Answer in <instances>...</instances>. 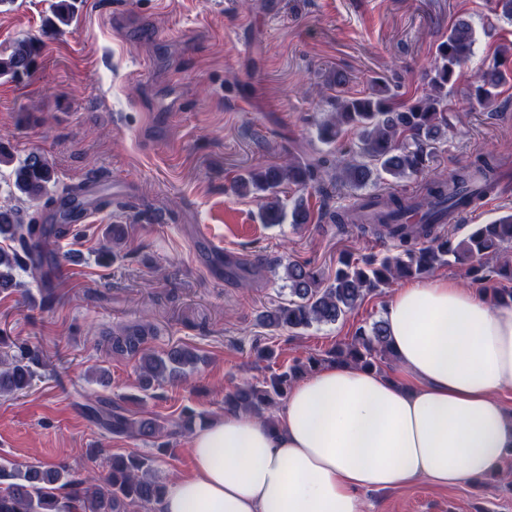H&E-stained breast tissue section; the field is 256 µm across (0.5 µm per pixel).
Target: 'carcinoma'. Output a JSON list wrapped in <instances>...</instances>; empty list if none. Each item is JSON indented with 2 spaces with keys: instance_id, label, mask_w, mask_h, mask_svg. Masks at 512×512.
<instances>
[{
  "instance_id": "carcinoma-1",
  "label": "carcinoma",
  "mask_w": 512,
  "mask_h": 512,
  "mask_svg": "<svg viewBox=\"0 0 512 512\" xmlns=\"http://www.w3.org/2000/svg\"><path fill=\"white\" fill-rule=\"evenodd\" d=\"M78 11L77 0H55L51 15L44 20L45 32L56 33L69 25ZM474 36L466 22L455 23L436 53L433 69L427 74L430 92L411 104L399 103L390 88L376 85L363 97L338 96L336 111L318 128L325 144H336L343 132L357 131L355 158L341 162L339 179L353 189L364 188L383 180V176L404 178L423 172L430 159L429 148L441 140L451 116L448 114V85L454 83L471 56ZM42 51L37 38L17 40L8 52L0 53V79L20 80L35 68ZM512 79L498 68L482 74L477 102L494 103L497 89ZM328 160L297 158L285 164L269 165L248 173L238 181L245 194L260 193L264 200L263 215L267 224H281L286 218L279 198L285 183L307 186L325 183L329 176ZM502 159L481 155L469 166L448 178L426 181L417 195H387L381 199L367 197L356 208L325 211L322 217L333 224H360L378 238L399 242L401 252L381 258L369 257L340 261L334 277L323 280L317 271L300 264L285 265L290 299L260 315L263 326L274 330H304L313 325L334 324L355 309L364 297L403 278H421L444 265L469 266L470 274L479 281L512 282V214L491 224H478L464 239L454 241L437 230L450 213L461 204L479 199L489 191L501 188ZM57 185L55 171L47 159L36 151L18 161L13 169L14 188L31 199L50 195ZM49 229L37 219L23 220L20 213L0 207V293L9 295L15 287L13 271L22 269L36 279L43 289V308L53 304L50 269L38 254L40 241ZM125 233L120 224L106 231V244L99 257L112 259L114 249L121 246ZM493 259L495 263L473 265L477 259ZM488 302L493 307L512 304V288H489ZM150 327L135 325L101 337L99 344L117 353L138 357L142 389L149 390L155 381L179 379L187 367L197 363V356L186 348H173L164 355L148 351L145 343ZM9 349L0 361V393L14 394L31 386L34 367L41 363L37 347L7 343ZM384 321L369 328L361 327L353 342L334 351L330 362L352 363L381 369L393 361ZM322 366L314 356L298 361L261 384L240 386L224 396V409L243 411L274 425L269 409L288 396L291 387L305 375ZM86 415L114 435L147 436L162 440L160 451H168L169 439L193 433L197 422H205L201 414L187 411L177 420L160 423L155 419L136 420L124 406L115 401L96 399L82 405ZM107 476L98 480L70 472L63 464H30L18 466L0 463V512H71L80 506L82 512H129L132 506H146L161 501L165 486L152 478L153 459L136 455L112 454L106 458Z\"/></svg>"
}]
</instances>
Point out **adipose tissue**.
<instances>
[{
  "label": "adipose tissue",
  "mask_w": 512,
  "mask_h": 512,
  "mask_svg": "<svg viewBox=\"0 0 512 512\" xmlns=\"http://www.w3.org/2000/svg\"><path fill=\"white\" fill-rule=\"evenodd\" d=\"M384 321L394 375L330 364L292 387L275 426L241 411L215 419L160 512H362L366 490L503 469L512 306L439 276L399 288Z\"/></svg>",
  "instance_id": "adipose-tissue-1"
}]
</instances>
